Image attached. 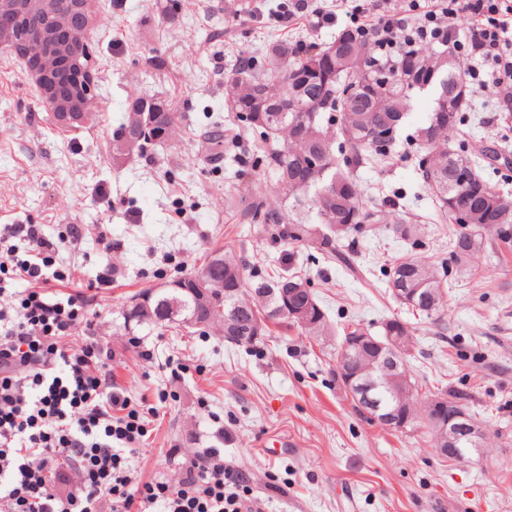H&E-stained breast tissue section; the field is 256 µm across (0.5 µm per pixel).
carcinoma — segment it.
<instances>
[{
  "instance_id": "cac0c4a2",
  "label": "carcinoma",
  "mask_w": 512,
  "mask_h": 512,
  "mask_svg": "<svg viewBox=\"0 0 512 512\" xmlns=\"http://www.w3.org/2000/svg\"><path fill=\"white\" fill-rule=\"evenodd\" d=\"M270 71L243 58L225 77L226 107L233 120L216 122L207 132L211 160L219 162L239 147L235 122L259 133L251 143V165L238 171L236 193L228 196L225 218L236 224H259L290 245H304L324 256L345 259L343 242L363 234L374 223L375 211L362 199L356 171L368 163L381 164L406 115V101L417 89L440 84L432 111L417 128L415 140L423 155L418 176L435 201L437 217L446 221L452 211L465 208L470 224L456 231L448 263L429 265L405 258L384 270L387 288L409 310L434 313L440 309L444 286L451 272L468 267L484 246L491 231L496 243L512 249V197L494 189L480 173L481 163L462 139L463 113L473 105L474 94L467 69L455 59L444 62L448 51H424L420 56L396 54L388 62L365 55L361 34L344 31L325 45H311L298 52L286 45L270 51ZM174 109L154 97L135 99L132 111L115 131V160L143 156L172 139ZM272 172L274 184L255 178L253 169ZM297 253L288 252L285 267L269 278L252 282L246 261L233 251L210 252L202 268L172 281L167 287L137 295L124 322L134 326H175L195 329L200 322L224 325V341L249 336V323L296 328L309 336L328 331V316L310 282L294 272ZM204 279L213 291L199 298L195 284ZM251 288L261 298L249 304L243 290ZM276 288H304L311 295L310 313L290 316V297L270 294ZM402 326L399 350L410 352L412 337L406 323L394 318L379 332L353 321L345 336L391 334L389 327ZM342 384L346 369L359 373L372 360L337 353ZM405 407L412 426L426 423L428 404L411 396Z\"/></svg>"
}]
</instances>
